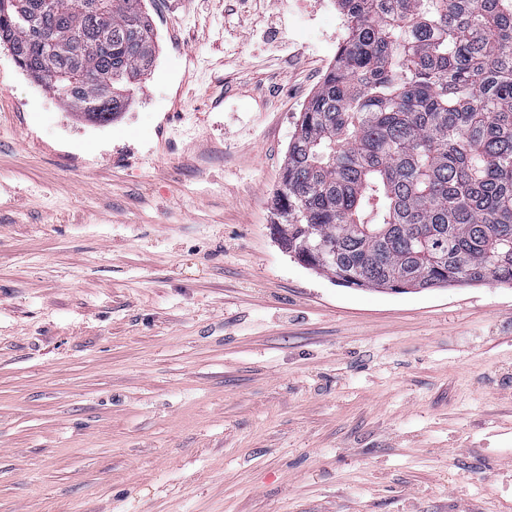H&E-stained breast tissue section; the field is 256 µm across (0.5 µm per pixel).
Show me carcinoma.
I'll return each instance as SVG.
<instances>
[{
	"instance_id": "obj_1",
	"label": "carcinoma",
	"mask_w": 512,
	"mask_h": 512,
	"mask_svg": "<svg viewBox=\"0 0 512 512\" xmlns=\"http://www.w3.org/2000/svg\"><path fill=\"white\" fill-rule=\"evenodd\" d=\"M337 2L349 34L288 144L277 242L348 288L512 287V0ZM142 4L0 0V42L109 123L154 61Z\"/></svg>"
}]
</instances>
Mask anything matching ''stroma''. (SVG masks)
I'll return each mask as SVG.
<instances>
[{"label":"stroma","instance_id":"obj_1","mask_svg":"<svg viewBox=\"0 0 512 512\" xmlns=\"http://www.w3.org/2000/svg\"><path fill=\"white\" fill-rule=\"evenodd\" d=\"M321 0H145L94 124L0 43V512H512V288H347L273 240Z\"/></svg>","mask_w":512,"mask_h":512}]
</instances>
